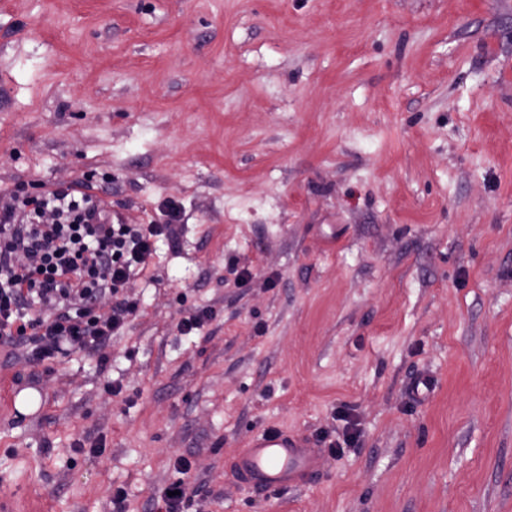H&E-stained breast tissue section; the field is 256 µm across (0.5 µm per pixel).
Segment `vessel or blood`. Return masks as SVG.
<instances>
[{"label":"vessel or blood","mask_w":512,"mask_h":512,"mask_svg":"<svg viewBox=\"0 0 512 512\" xmlns=\"http://www.w3.org/2000/svg\"><path fill=\"white\" fill-rule=\"evenodd\" d=\"M322 451L308 438L283 432L254 436L232 462L238 480L265 495L319 479Z\"/></svg>","instance_id":"1"}]
</instances>
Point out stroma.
I'll return each instance as SVG.
<instances>
[{
	"instance_id": "35a3bbf8",
	"label": "stroma",
	"mask_w": 512,
	"mask_h": 512,
	"mask_svg": "<svg viewBox=\"0 0 512 512\" xmlns=\"http://www.w3.org/2000/svg\"><path fill=\"white\" fill-rule=\"evenodd\" d=\"M84 178L180 218L107 368L0 407L24 507L149 512L182 454L196 512H512V0H0V195ZM348 409L319 483L234 480ZM214 318V311L209 307H198L188 317H182L178 322L179 331L188 335L200 331ZM14 389L10 392V397L7 400V407L13 411L16 417H24L26 416L24 413L34 412L38 409L40 404V398L36 391L27 389L22 392H20L17 396V400L15 403V397H14ZM17 405V407H16ZM20 410H18V409Z\"/></svg>"
}]
</instances>
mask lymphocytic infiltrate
<instances>
[{"mask_svg": "<svg viewBox=\"0 0 512 512\" xmlns=\"http://www.w3.org/2000/svg\"><path fill=\"white\" fill-rule=\"evenodd\" d=\"M165 224L113 219L112 205L89 181L56 184L0 201V344L7 362L96 356L139 311L129 288L145 276Z\"/></svg>", "mask_w": 512, "mask_h": 512, "instance_id": "1", "label": "lymphocytic infiltrate"}]
</instances>
